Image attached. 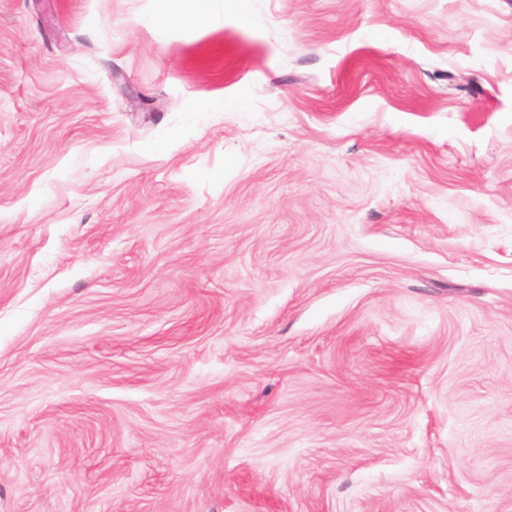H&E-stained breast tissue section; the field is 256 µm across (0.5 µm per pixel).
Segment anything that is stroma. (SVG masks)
<instances>
[{"label": "stroma", "instance_id": "1", "mask_svg": "<svg viewBox=\"0 0 512 512\" xmlns=\"http://www.w3.org/2000/svg\"><path fill=\"white\" fill-rule=\"evenodd\" d=\"M265 2L0 0V512H512V0ZM155 25L161 35L171 25H206L235 15L245 27H255L262 19L263 0H164ZM243 101L238 99V96L230 97H215L204 101H191L187 107L186 112L195 114L199 112H224L232 110L235 107L243 109Z\"/></svg>", "mask_w": 512, "mask_h": 512}]
</instances>
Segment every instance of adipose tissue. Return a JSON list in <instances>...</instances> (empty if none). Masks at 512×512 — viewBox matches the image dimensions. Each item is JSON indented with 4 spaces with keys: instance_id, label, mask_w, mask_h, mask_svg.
<instances>
[{
    "instance_id": "obj_1",
    "label": "adipose tissue",
    "mask_w": 512,
    "mask_h": 512,
    "mask_svg": "<svg viewBox=\"0 0 512 512\" xmlns=\"http://www.w3.org/2000/svg\"><path fill=\"white\" fill-rule=\"evenodd\" d=\"M158 14L157 31L169 26L206 25L223 20L226 14L235 15L247 27L257 26L262 19L263 0H164Z\"/></svg>"
}]
</instances>
